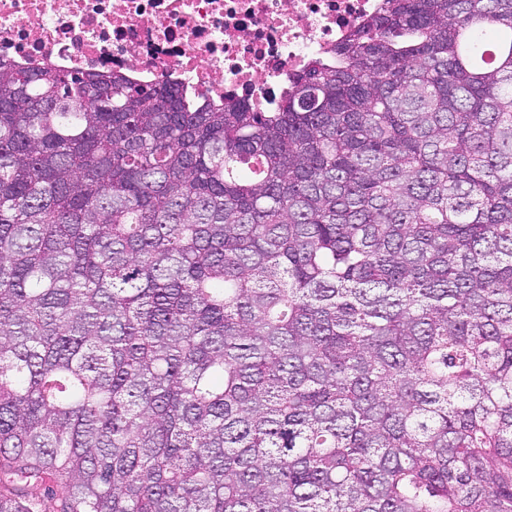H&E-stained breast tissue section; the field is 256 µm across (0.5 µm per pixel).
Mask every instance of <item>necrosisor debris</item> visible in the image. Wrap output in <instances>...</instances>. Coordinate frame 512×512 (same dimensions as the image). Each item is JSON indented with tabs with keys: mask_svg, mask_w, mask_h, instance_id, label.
<instances>
[{
	"mask_svg": "<svg viewBox=\"0 0 512 512\" xmlns=\"http://www.w3.org/2000/svg\"><path fill=\"white\" fill-rule=\"evenodd\" d=\"M379 0H0V58L275 107Z\"/></svg>",
	"mask_w": 512,
	"mask_h": 512,
	"instance_id": "necrosis-or-debris-1",
	"label": "necrosis or debris"
}]
</instances>
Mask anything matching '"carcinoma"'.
Wrapping results in <instances>:
<instances>
[{
  "label": "carcinoma",
  "instance_id": "carcinoma-1",
  "mask_svg": "<svg viewBox=\"0 0 512 512\" xmlns=\"http://www.w3.org/2000/svg\"><path fill=\"white\" fill-rule=\"evenodd\" d=\"M0 512H512V0L274 111L0 60Z\"/></svg>",
  "mask_w": 512,
  "mask_h": 512
}]
</instances>
